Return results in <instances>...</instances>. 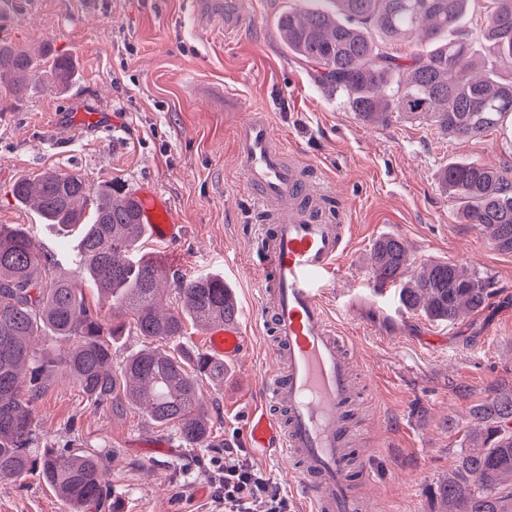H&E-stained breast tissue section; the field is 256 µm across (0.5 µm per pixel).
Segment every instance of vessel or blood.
<instances>
[{"instance_id": "obj_1", "label": "vessel or blood", "mask_w": 512, "mask_h": 512, "mask_svg": "<svg viewBox=\"0 0 512 512\" xmlns=\"http://www.w3.org/2000/svg\"><path fill=\"white\" fill-rule=\"evenodd\" d=\"M253 4L192 0V11L208 30L231 40ZM234 158L245 192L269 218L257 227L267 244L259 321L271 331L275 362L253 380L247 437L252 447L278 449L281 477L305 512H368L359 488L373 474L358 449L363 430L350 417L352 366L324 301L325 286L342 264L348 227L323 218L307 168L274 138L264 112L235 126ZM129 194L155 238L180 237L181 225L156 192L140 183ZM204 349L215 360H238L244 332L213 322Z\"/></svg>"}]
</instances>
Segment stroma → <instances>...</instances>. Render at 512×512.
<instances>
[{
    "label": "stroma",
    "mask_w": 512,
    "mask_h": 512,
    "mask_svg": "<svg viewBox=\"0 0 512 512\" xmlns=\"http://www.w3.org/2000/svg\"><path fill=\"white\" fill-rule=\"evenodd\" d=\"M12 0L0 17L12 43L73 57L78 77L64 90L44 82L15 97L0 94V224H20L58 269L75 264L67 237L11 188L47 170L79 174L94 186L151 184L184 236L168 244L145 235L143 253H169L164 305L177 306V281L217 274L235 291L248 349L227 362L224 385L205 387L215 446H245L242 396L273 356L259 327L263 216L242 192L233 164V128L255 110L275 137L313 171L332 221L350 223L348 252L326 302L356 363L355 409L367 422L362 445L373 479L362 491L375 512H432L430 489L451 472L460 450L456 426L512 385V254L496 250L464 223L439 183L450 161L512 167V132L478 139L438 138L403 113L384 125L357 120L288 54L276 17L300 0H255L256 12L232 41L197 35L190 0ZM110 114L96 124L92 113ZM409 244L413 264H465L486 278L485 306L456 321L404 312L397 287L370 294V249L383 237ZM51 444L105 455L112 494L126 512H218L207 472L177 438L130 407L123 415L94 404L61 374L34 406ZM0 512H69L37 476L0 479Z\"/></svg>",
    "instance_id": "35a3bbf8"
}]
</instances>
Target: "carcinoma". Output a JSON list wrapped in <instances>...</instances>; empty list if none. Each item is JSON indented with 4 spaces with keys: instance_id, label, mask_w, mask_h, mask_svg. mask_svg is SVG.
Instances as JSON below:
<instances>
[{
    "instance_id": "cac0c4a2",
    "label": "carcinoma",
    "mask_w": 512,
    "mask_h": 512,
    "mask_svg": "<svg viewBox=\"0 0 512 512\" xmlns=\"http://www.w3.org/2000/svg\"><path fill=\"white\" fill-rule=\"evenodd\" d=\"M281 14L276 29L286 49L304 60L317 82L336 92L366 124H385L395 113L431 122L446 137L478 138L512 120V0H493L483 31L485 52L454 37L472 0H301ZM416 40L407 56L394 50ZM57 81L72 73L71 60H47ZM40 60L0 43V76L23 95ZM441 184L460 203L466 224L485 231L495 249L512 253V181L506 169L477 160L451 162ZM21 205L36 207L42 222L75 233V272H53L18 225H0V478L35 474L69 505L119 512L101 457L66 453L43 439L33 405L49 374L60 372L88 398L121 413L139 405L159 425H172L189 448L210 444L203 384H224V363L195 350L158 347L185 336L187 324L237 321L238 305L224 278L177 282V310L163 308V270L133 256L144 234L139 209L116 186L94 190L61 170L22 178L12 188ZM400 237L375 242L373 274L399 286L401 305L436 321H452L485 305L489 283L467 267L430 262L414 270ZM123 314L107 321L86 301L82 283ZM131 319L149 341L112 366V345ZM45 336L40 350L32 338ZM465 448L448 478L430 489L433 512H512V386L496 388L474 409L463 429Z\"/></svg>"
}]
</instances>
